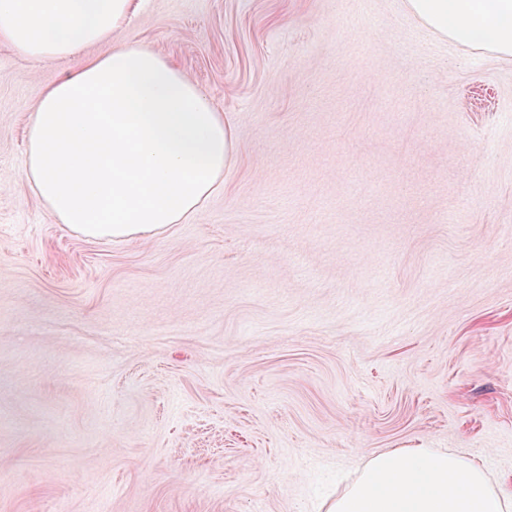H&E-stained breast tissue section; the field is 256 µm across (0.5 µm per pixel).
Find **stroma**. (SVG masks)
<instances>
[{"label": "stroma", "mask_w": 512, "mask_h": 512, "mask_svg": "<svg viewBox=\"0 0 512 512\" xmlns=\"http://www.w3.org/2000/svg\"><path fill=\"white\" fill-rule=\"evenodd\" d=\"M129 41L235 160L162 234L77 235L20 178L71 65L0 42V512H319L398 448L512 486V59L404 0H145L91 53Z\"/></svg>", "instance_id": "obj_1"}]
</instances>
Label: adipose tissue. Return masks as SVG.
I'll return each mask as SVG.
<instances>
[{
    "label": "adipose tissue",
    "mask_w": 512,
    "mask_h": 512,
    "mask_svg": "<svg viewBox=\"0 0 512 512\" xmlns=\"http://www.w3.org/2000/svg\"><path fill=\"white\" fill-rule=\"evenodd\" d=\"M132 0H0V40L73 67L31 112L22 178L84 237L132 239L194 216L224 183L235 134L197 84L136 43L93 57ZM425 26L512 58V0H406ZM328 512H512V488L480 464L433 448L370 457Z\"/></svg>",
    "instance_id": "adipose-tissue-1"
}]
</instances>
